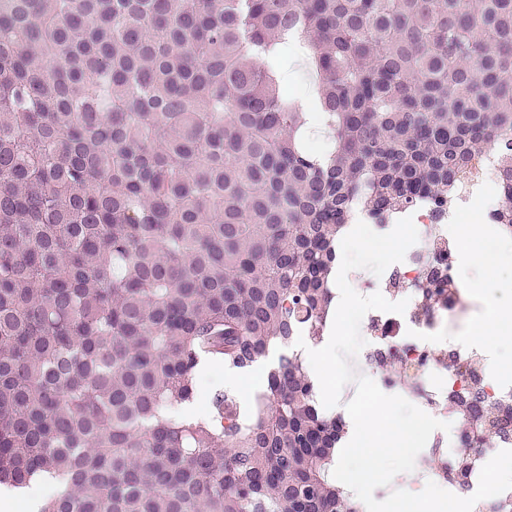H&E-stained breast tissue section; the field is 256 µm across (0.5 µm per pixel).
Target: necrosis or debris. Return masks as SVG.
<instances>
[{"label": "necrosis or debris", "mask_w": 512, "mask_h": 512, "mask_svg": "<svg viewBox=\"0 0 512 512\" xmlns=\"http://www.w3.org/2000/svg\"><path fill=\"white\" fill-rule=\"evenodd\" d=\"M498 150H490L481 158L472 174L459 184L457 199L444 215L435 219L425 205L411 211L419 240L406 253L398 281L379 278L363 284L360 295L381 293L388 301H406L404 314L372 310L365 314L367 342L362 363L369 371H378L374 356L388 352L401 358L408 376L400 386L405 398L432 417L454 423L458 439L449 442L446 431L435 430L428 442L430 464L415 476L418 485L435 482L441 488L457 494L473 495L478 487L480 471L497 449L478 447L479 427L468 417L448 413V395L472 387L483 388L494 400L512 402V381L493 376L488 355L465 336L454 334V327L463 325L472 304L461 287L441 284L426 285L428 267L454 262L457 254L458 226L462 217L479 211L480 221L492 223L494 210L482 207L485 185L491 180L498 163ZM431 288L434 299L424 303L421 294ZM448 350L454 355L451 363H436L431 359L436 350ZM468 457L469 471L464 483L453 479V471L461 457Z\"/></svg>", "instance_id": "1"}]
</instances>
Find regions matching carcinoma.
Wrapping results in <instances>:
<instances>
[{
    "label": "carcinoma",
    "instance_id": "carcinoma-1",
    "mask_svg": "<svg viewBox=\"0 0 512 512\" xmlns=\"http://www.w3.org/2000/svg\"><path fill=\"white\" fill-rule=\"evenodd\" d=\"M492 146L512 225V0H0V486L52 474L40 512H362L305 357L188 414L200 363L322 341L353 211L440 215ZM448 408L512 437L481 389Z\"/></svg>",
    "mask_w": 512,
    "mask_h": 512
}]
</instances>
